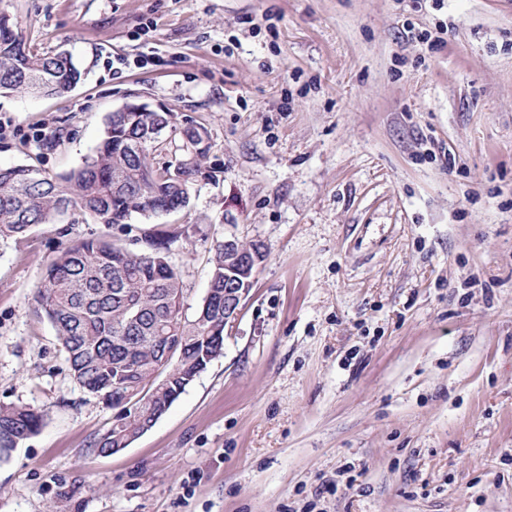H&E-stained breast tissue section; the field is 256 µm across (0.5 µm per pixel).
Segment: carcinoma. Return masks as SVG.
Here are the masks:
<instances>
[{
	"label": "carcinoma",
	"instance_id": "cac0c4a2",
	"mask_svg": "<svg viewBox=\"0 0 512 512\" xmlns=\"http://www.w3.org/2000/svg\"><path fill=\"white\" fill-rule=\"evenodd\" d=\"M80 80L70 54L30 52L0 15V90L63 97ZM171 118L162 111L110 115L95 154L65 176L27 165L0 167V239L23 237L67 212L125 225L134 214L185 208L207 151L178 163L182 182L155 167L154 132L170 126ZM146 243L148 252L134 251L119 238L62 242L35 295L75 383L122 410L119 424L96 443L104 454L153 427L184 392L185 379L224 350V244L215 246L206 309L188 320L180 313L183 289L164 253L166 241L151 237ZM42 419L34 408L0 405V458L34 435Z\"/></svg>",
	"mask_w": 512,
	"mask_h": 512
}]
</instances>
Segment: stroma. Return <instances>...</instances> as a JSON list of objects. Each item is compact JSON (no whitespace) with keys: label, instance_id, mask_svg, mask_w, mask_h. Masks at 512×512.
<instances>
[{"label":"stroma","instance_id":"stroma-1","mask_svg":"<svg viewBox=\"0 0 512 512\" xmlns=\"http://www.w3.org/2000/svg\"><path fill=\"white\" fill-rule=\"evenodd\" d=\"M66 96L0 91V166L80 167L128 103L210 150L171 236L183 315L214 247L266 250L214 359L123 451L34 297L58 231L0 242V405L42 412L0 512H512V0H0ZM443 28L411 45L407 28ZM148 55L144 67L117 58Z\"/></svg>","mask_w":512,"mask_h":512}]
</instances>
